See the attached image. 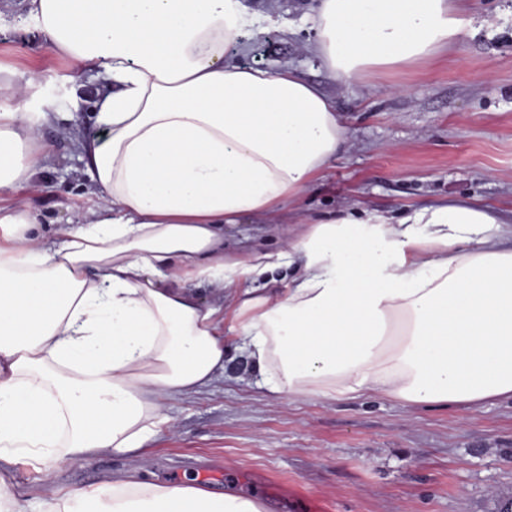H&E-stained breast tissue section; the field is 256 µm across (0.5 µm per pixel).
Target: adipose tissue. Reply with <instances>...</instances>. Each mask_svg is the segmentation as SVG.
<instances>
[{
    "instance_id": "obj_1",
    "label": "adipose tissue",
    "mask_w": 512,
    "mask_h": 512,
    "mask_svg": "<svg viewBox=\"0 0 512 512\" xmlns=\"http://www.w3.org/2000/svg\"><path fill=\"white\" fill-rule=\"evenodd\" d=\"M461 0H319L308 50L342 85L427 60ZM48 46L95 84V133L59 128L102 204L46 232L22 196L49 146L0 68V512L18 465L53 472L151 447L169 403L225 374L224 334L282 399L386 397L479 412L512 400V223L487 206L311 223L228 256L224 227L297 202L346 140L294 70L239 62L240 0H28ZM297 274L279 294L258 276ZM220 282L200 302L196 287ZM235 322L224 323V304ZM39 512H265L194 482L53 489Z\"/></svg>"
}]
</instances>
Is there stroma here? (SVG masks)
Segmentation results:
<instances>
[{
  "label": "stroma",
  "mask_w": 512,
  "mask_h": 512,
  "mask_svg": "<svg viewBox=\"0 0 512 512\" xmlns=\"http://www.w3.org/2000/svg\"><path fill=\"white\" fill-rule=\"evenodd\" d=\"M249 12L284 18L250 37L244 63L294 69L336 103L346 143L298 204L273 217L224 227L228 255L275 252L283 231L349 210L396 216L447 202L483 203L512 218V0H471L458 42L434 59L380 71L345 87L310 54L304 23L317 0H242ZM0 65L36 73L21 104L31 116L54 111L41 129L50 156L27 197L46 223H75L101 200L80 175L58 127L80 120L93 131L92 86L53 53L25 0H0ZM225 378L208 392L169 405V426L136 457L98 456L46 481L19 467L15 491L37 503L53 484L96 485L140 473L159 482L195 479L232 489L267 512H496L512 498V401L470 415L453 407L408 409L379 395L288 402L250 385V367L232 333Z\"/></svg>",
  "instance_id": "1"
}]
</instances>
